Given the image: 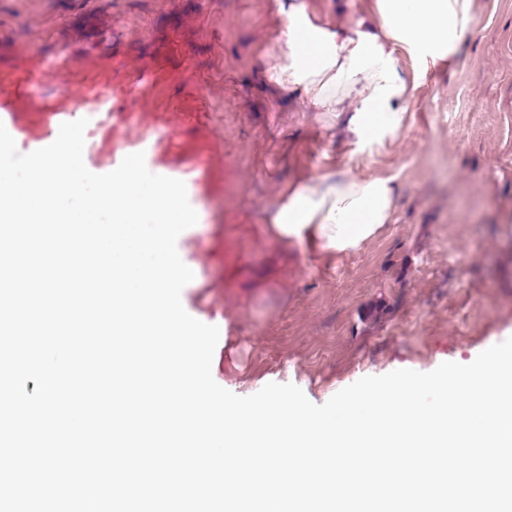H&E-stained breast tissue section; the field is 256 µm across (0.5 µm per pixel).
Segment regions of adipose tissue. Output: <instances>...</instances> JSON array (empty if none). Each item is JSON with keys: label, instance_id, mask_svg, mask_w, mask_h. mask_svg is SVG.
I'll use <instances>...</instances> for the list:
<instances>
[{"label": "adipose tissue", "instance_id": "ef3b65f1", "mask_svg": "<svg viewBox=\"0 0 512 512\" xmlns=\"http://www.w3.org/2000/svg\"><path fill=\"white\" fill-rule=\"evenodd\" d=\"M471 0H375V14L354 35L315 24L300 0H290L283 32L288 53L276 65L279 84L298 92L311 112L351 111L349 132L375 140L400 125L408 86L386 52L401 44L440 58L464 39ZM396 187L380 176L352 169L303 180L289 187L272 227L309 247L332 253L362 248L394 212Z\"/></svg>", "mask_w": 512, "mask_h": 512}]
</instances>
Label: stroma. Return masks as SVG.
I'll list each match as a JSON object with an SVG mask.
<instances>
[{"label":"stroma","instance_id":"stroma-1","mask_svg":"<svg viewBox=\"0 0 512 512\" xmlns=\"http://www.w3.org/2000/svg\"><path fill=\"white\" fill-rule=\"evenodd\" d=\"M280 2L0 0V113L20 152L68 112L95 131L91 172L145 140L148 170L184 181L198 222L177 248L208 262L182 304L226 323L212 375L227 390L290 382L320 405L365 376L473 361L512 337V0H471L449 57L391 47L403 121L364 144L276 82ZM305 2L350 30L375 0ZM103 87L106 123L88 112ZM344 165L394 179L392 222L345 255L277 235L288 187Z\"/></svg>","mask_w":512,"mask_h":512}]
</instances>
